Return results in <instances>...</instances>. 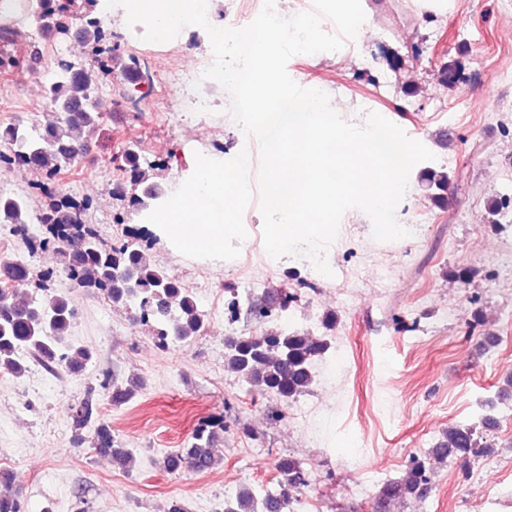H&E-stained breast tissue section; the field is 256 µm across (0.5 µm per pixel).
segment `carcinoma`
<instances>
[{
    "mask_svg": "<svg viewBox=\"0 0 512 512\" xmlns=\"http://www.w3.org/2000/svg\"><path fill=\"white\" fill-rule=\"evenodd\" d=\"M40 19L60 36L71 34L64 9L56 0H43ZM82 40L99 45L104 31L101 21L92 18L80 30ZM119 67L133 76L137 86L146 72L135 57ZM93 78L84 67L70 61L58 64L46 87V119L29 130L20 123L0 125V145L8 153H0V162L11 165L19 160L50 180L63 166L77 160L81 147L99 135L103 115L112 103L95 94ZM120 170L124 182L112 192L124 200L128 190H141L133 195L138 209L151 200L164 196L160 184L148 181L141 156L133 147L122 155ZM427 187L436 189L432 200L442 201L440 191L446 188L447 176L434 170L423 172ZM91 204L69 198L58 199L36 213L37 223L47 227L48 235L37 238L29 234L31 221L29 196L0 194V225L9 226L25 242L29 253L49 247L57 248L58 272L76 288L87 293H102L117 307L147 314L154 335L168 337L162 350L183 344L200 331L206 315L193 293L175 277L160 268L144 249L134 242L108 244L95 225L87 222ZM54 272L38 271L24 259L0 264V371L16 377L28 371L25 356H32L46 369L79 375L95 364L93 353L74 348L67 336L73 325L75 307L69 296L55 288ZM288 309V296L265 291L247 299L246 312L263 320ZM328 350V342L299 329L265 331L257 335L224 337V360L240 381L251 389L272 394L288 401L307 392L315 381L314 365ZM143 385L141 378L121 380L103 373L99 388L90 387L84 397L71 408L74 439L83 440V431L91 430V451L110 459L112 465L127 470L133 458L131 450L119 444L112 426L99 418L100 397L119 408L132 400ZM223 429L222 421L202 419L184 446L168 453L161 468L168 473L183 470L206 472L220 463L212 452L213 444ZM486 445L477 428L466 424L448 427L443 440L428 450L426 459L415 461L403 478L387 484L382 496L388 499L416 496L428 483L427 462L447 458L467 460L480 455ZM277 487L261 502L248 492L224 501V512H284L294 494L308 486L307 471L294 458H282L276 465Z\"/></svg>",
    "mask_w": 512,
    "mask_h": 512,
    "instance_id": "1",
    "label": "carcinoma"
}]
</instances>
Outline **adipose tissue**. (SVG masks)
Returning a JSON list of instances; mask_svg holds the SVG:
<instances>
[{
	"label": "adipose tissue",
	"instance_id": "adipose-tissue-1",
	"mask_svg": "<svg viewBox=\"0 0 512 512\" xmlns=\"http://www.w3.org/2000/svg\"><path fill=\"white\" fill-rule=\"evenodd\" d=\"M251 167L248 153L232 172L225 170L223 158L201 155L179 192L152 211L151 231L185 254L223 261L226 247L244 239L243 227L236 222L235 200L245 188L241 175Z\"/></svg>",
	"mask_w": 512,
	"mask_h": 512
}]
</instances>
